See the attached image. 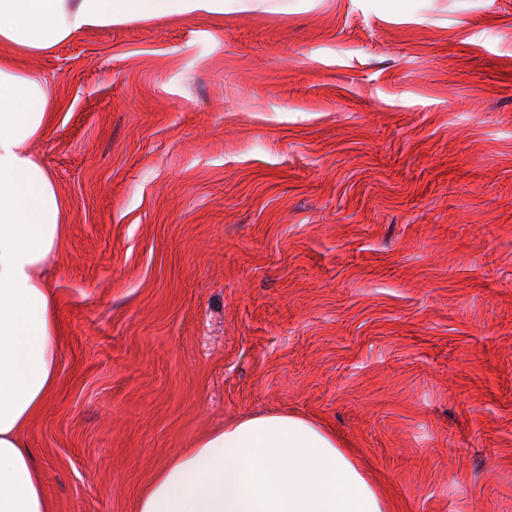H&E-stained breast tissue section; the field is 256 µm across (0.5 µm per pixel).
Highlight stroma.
<instances>
[{"label":"stroma","instance_id":"35a3bbf8","mask_svg":"<svg viewBox=\"0 0 512 512\" xmlns=\"http://www.w3.org/2000/svg\"><path fill=\"white\" fill-rule=\"evenodd\" d=\"M67 202L58 512H134L242 415L347 444L390 512H512V0H288L25 59Z\"/></svg>","mask_w":512,"mask_h":512}]
</instances>
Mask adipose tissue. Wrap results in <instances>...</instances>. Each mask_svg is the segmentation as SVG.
Returning a JSON list of instances; mask_svg holds the SVG:
<instances>
[{
	"instance_id": "ef3b65f1",
	"label": "adipose tissue",
	"mask_w": 512,
	"mask_h": 512,
	"mask_svg": "<svg viewBox=\"0 0 512 512\" xmlns=\"http://www.w3.org/2000/svg\"><path fill=\"white\" fill-rule=\"evenodd\" d=\"M288 0H0V512H54L28 432L59 380L55 294L44 269L66 201L31 150L56 107L14 57L132 21L284 12ZM135 512H388L335 433L295 414L243 417L169 456Z\"/></svg>"
}]
</instances>
